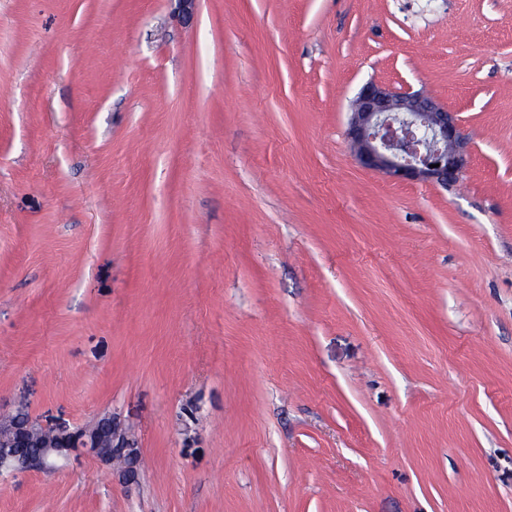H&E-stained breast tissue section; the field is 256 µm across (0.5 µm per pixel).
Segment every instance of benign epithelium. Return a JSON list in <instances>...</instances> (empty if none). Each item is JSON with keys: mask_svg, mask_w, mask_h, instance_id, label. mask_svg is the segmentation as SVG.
<instances>
[{"mask_svg": "<svg viewBox=\"0 0 512 512\" xmlns=\"http://www.w3.org/2000/svg\"><path fill=\"white\" fill-rule=\"evenodd\" d=\"M348 137L358 163L392 181L448 187L466 164L467 142L454 113L419 91L366 83L352 103ZM81 449L117 467L122 483L137 481L140 450L114 412L76 427L43 424L24 411L0 419V470L51 472Z\"/></svg>", "mask_w": 512, "mask_h": 512, "instance_id": "1", "label": "benign epithelium"}]
</instances>
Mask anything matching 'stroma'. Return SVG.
I'll return each mask as SVG.
<instances>
[{"mask_svg": "<svg viewBox=\"0 0 512 512\" xmlns=\"http://www.w3.org/2000/svg\"><path fill=\"white\" fill-rule=\"evenodd\" d=\"M468 142L364 169L367 82ZM143 459L0 512H512V0H0V414ZM350 114L348 137L361 166L392 181L446 188L462 175L467 142L454 113L434 97L368 82Z\"/></svg>", "mask_w": 512, "mask_h": 512, "instance_id": "35a3bbf8", "label": "stroma"}]
</instances>
